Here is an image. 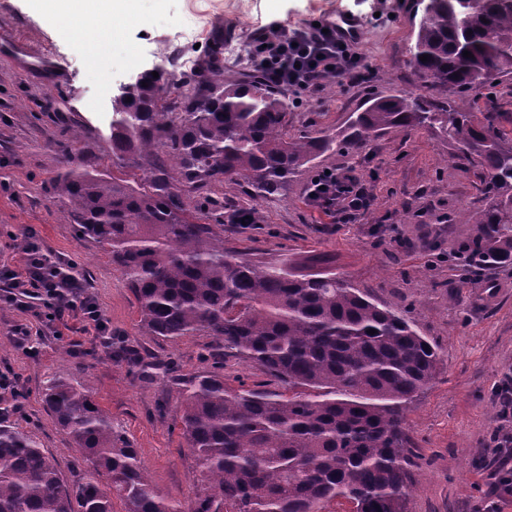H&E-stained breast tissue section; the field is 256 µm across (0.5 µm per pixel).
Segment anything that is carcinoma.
I'll return each mask as SVG.
<instances>
[{"label": "carcinoma", "mask_w": 512, "mask_h": 512, "mask_svg": "<svg viewBox=\"0 0 512 512\" xmlns=\"http://www.w3.org/2000/svg\"><path fill=\"white\" fill-rule=\"evenodd\" d=\"M244 60L238 77L224 79L216 36L189 73L163 63L138 73L112 98L110 143L112 160L142 176L85 168L77 130L61 145L68 164L54 189L78 233L121 272L142 327L165 338L207 333L280 386L232 387L220 357L179 384L183 435L209 484L190 512H324L336 499L352 512H404L405 411L443 365L441 352L406 311L344 277L260 268L224 250L213 227L224 223V198L212 194L241 179L255 202L275 199L328 152L359 150L391 130H436L477 171L487 200L470 213L477 233L460 254L482 268L512 264V137L495 125L496 98L480 114L469 98L477 77L512 75V0H427L414 76L447 87L448 100L379 96L334 136H288V94L266 79L257 55ZM201 194L208 212L192 206ZM43 402L91 468L65 484L38 429L0 421V512H112L114 497L125 512H181L90 386L56 377Z\"/></svg>", "instance_id": "obj_1"}]
</instances>
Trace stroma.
Segmentation results:
<instances>
[{"label":"stroma","mask_w":512,"mask_h":512,"mask_svg":"<svg viewBox=\"0 0 512 512\" xmlns=\"http://www.w3.org/2000/svg\"><path fill=\"white\" fill-rule=\"evenodd\" d=\"M419 0H144L141 16L116 21L111 53L93 64L94 27L60 26L39 0H0V267H17L27 230L51 259L72 264L112 325V347L92 333L38 336L34 351L12 329L33 318L4 300L0 282V373L20 381L13 423L39 440L67 483L90 463L70 448L42 402L52 377L89 384L97 404L134 444L158 492L189 505L199 466L182 435L184 400L174 383L210 368L219 348L204 333L164 339L138 325L137 304L108 254L80 237L52 183L65 159L56 145L80 130L85 165L111 170L112 98L172 50L197 61L212 36L251 41L277 23L287 29L350 16L365 81L324 86L287 116L288 132L336 133L365 101L390 94L442 102L441 85L418 87L410 65ZM454 148L433 132L393 131L352 156L328 154L282 197L261 203V223L224 222V248L262 267L334 273L377 301L407 311L436 343L444 364L410 404L412 490L405 512H483L501 462L492 442L497 387L512 373V265L476 270L457 252L474 231L468 212L485 204L473 172L449 164ZM355 169L372 195L355 217L324 213L307 198L317 172Z\"/></svg>","instance_id":"35a3bbf8"}]
</instances>
